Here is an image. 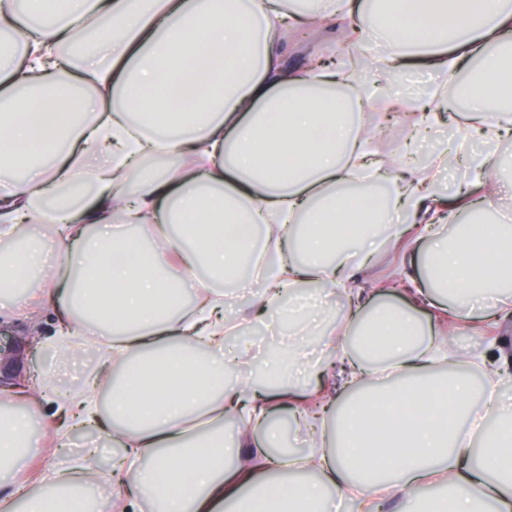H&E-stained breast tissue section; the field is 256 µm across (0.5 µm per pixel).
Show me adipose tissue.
I'll use <instances>...</instances> for the list:
<instances>
[{
  "instance_id": "1",
  "label": "adipose tissue",
  "mask_w": 512,
  "mask_h": 512,
  "mask_svg": "<svg viewBox=\"0 0 512 512\" xmlns=\"http://www.w3.org/2000/svg\"><path fill=\"white\" fill-rule=\"evenodd\" d=\"M386 48L368 36L371 85L309 56L287 67L280 44L290 28L335 33L358 0H35L33 17L0 0V30L17 50H0V241L19 226L50 225V241L0 256V298L14 319L56 295L53 335L35 338L59 359L100 336L96 367L80 389L59 391L34 375L9 401L23 408L0 423V486L42 453L35 425L57 416L58 441L94 431L120 453L106 482L129 479L157 512H512V406L501 397L512 373L489 340L471 355L449 354L418 310L449 303L470 320L476 305L512 280V225L488 244L482 225L449 243L445 226L481 193L512 133V0H382ZM79 46L65 59L61 43ZM477 64L462 88L467 116L436 138L439 157L469 159L467 192L440 191V169L411 162L442 120L424 104L396 157L373 147L362 116L405 107L395 78L423 62L440 85L465 61ZM348 87L329 108L326 91ZM385 189L384 214L350 205L347 188ZM144 232L150 251L133 247ZM429 237V266L409 278L404 303L363 309L348 281L368 271L378 249ZM270 257L262 277L244 269ZM44 288L29 293L28 281ZM260 279L261 319L287 325L265 358L244 340L237 293ZM192 292L190 308L172 302ZM321 294L345 300L342 328L314 325L301 304ZM326 381L299 388L282 361L306 373L311 349ZM448 365L452 384L430 372ZM482 367L481 406L465 370ZM288 403L297 426L332 421L331 447L304 457L279 450L273 407ZM231 423L214 433L215 423ZM263 436H256V429ZM446 498L420 499L425 480ZM95 477L84 459L41 475L47 491L32 512H86Z\"/></svg>"
}]
</instances>
